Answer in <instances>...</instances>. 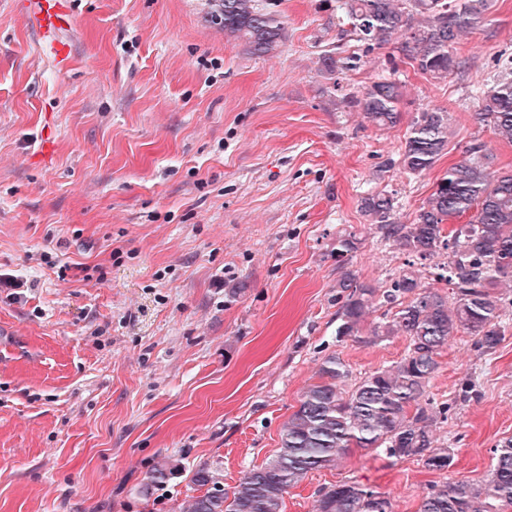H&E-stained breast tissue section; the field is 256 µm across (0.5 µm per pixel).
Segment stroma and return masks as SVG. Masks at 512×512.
Listing matches in <instances>:
<instances>
[{
	"mask_svg": "<svg viewBox=\"0 0 512 512\" xmlns=\"http://www.w3.org/2000/svg\"><path fill=\"white\" fill-rule=\"evenodd\" d=\"M270 2L284 39L257 57L205 22L208 0H67L59 58L24 0H0V512H181L202 465L232 489L276 453L326 355L353 384L405 354L402 336L336 338L337 232L363 236L362 282L386 289L404 263L364 192L395 193L406 224L471 143L512 168V143L476 118L478 87L512 65V0H490L440 82L404 35L370 51L341 38L336 0ZM332 50L358 59L335 86L319 63ZM389 74L400 120L378 128L351 100ZM433 108L448 148L400 174ZM429 392L451 405L434 430L448 472L353 448L290 488L284 512H315L344 481L418 512L432 485L483 479L512 438V326L490 354L453 337ZM164 457L181 470L141 497Z\"/></svg>",
	"mask_w": 512,
	"mask_h": 512,
	"instance_id": "1",
	"label": "stroma"
}]
</instances>
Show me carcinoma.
I'll return each mask as SVG.
<instances>
[{
  "label": "carcinoma",
  "mask_w": 512,
  "mask_h": 512,
  "mask_svg": "<svg viewBox=\"0 0 512 512\" xmlns=\"http://www.w3.org/2000/svg\"><path fill=\"white\" fill-rule=\"evenodd\" d=\"M489 8V0H336L345 28L372 50L398 33L406 34L402 51L420 73L435 81L459 68L455 45ZM207 23L241 41L250 53L277 51L283 27L257 0H210ZM353 66L349 57L326 52L320 72L338 86L336 74ZM399 80L381 76L362 96L351 100L364 119L387 127L399 119ZM479 122L495 136L512 142V71L482 91ZM448 148V113L426 110L414 118L399 154L406 176L430 171ZM466 157L448 167L433 192L408 224H398L396 198L385 190L361 198V212L400 253L427 260L440 254L437 279L452 288L440 293L422 283L415 262L407 261L380 290L362 283L350 263L362 239L353 231L336 235V339L352 337L375 344L392 336L408 341L404 357L379 368L345 392L349 376L343 360L324 357L319 381L301 394L296 410L284 423L279 448L265 463L244 471L228 491L219 474L206 468L193 472L202 493L188 501L185 512H283L288 490L308 473L331 467L349 448L380 449L396 459L413 458L429 471L445 473L454 454L435 444L433 427L448 419L449 406L434 403L428 388L439 368L438 357L448 340L460 333L475 338V348L490 352L505 336L502 298L496 288L512 278V168L494 167L483 143H473ZM468 220L446 232L454 219ZM387 307L382 321L362 335L367 317ZM180 469L168 458L149 472L139 493L148 497ZM512 508V439L493 450L492 469L479 482L454 480L435 485L421 500L419 512H504ZM316 512H392L389 498L355 481L340 483L320 494Z\"/></svg>",
  "instance_id": "cac0c4a2"
}]
</instances>
